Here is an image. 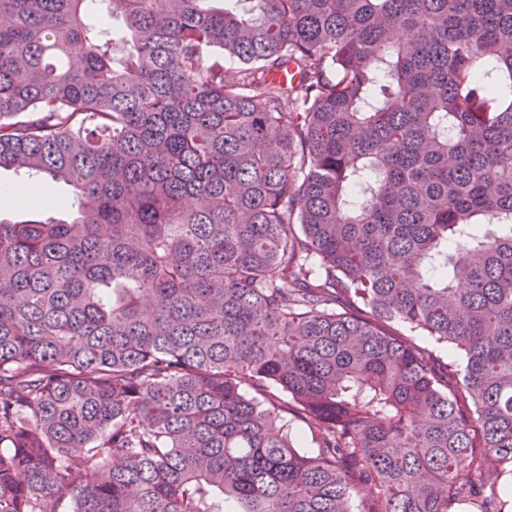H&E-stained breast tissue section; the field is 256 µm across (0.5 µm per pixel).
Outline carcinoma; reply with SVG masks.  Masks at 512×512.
Instances as JSON below:
<instances>
[{
	"label": "carcinoma",
	"mask_w": 512,
	"mask_h": 512,
	"mask_svg": "<svg viewBox=\"0 0 512 512\" xmlns=\"http://www.w3.org/2000/svg\"><path fill=\"white\" fill-rule=\"evenodd\" d=\"M0 169V512H504L512 0H0ZM31 183H37L43 187L45 192L55 201L62 198L72 197V188L64 183H53L48 185L46 182L38 179L24 180L20 175L13 171L0 169V215L2 218L10 220L31 219L36 216H54L61 219H67L66 212L60 211L57 205L47 206L40 202L33 201L24 207H19L13 202V193L8 190L18 188ZM2 189V190H1Z\"/></svg>",
	"instance_id": "1"
}]
</instances>
